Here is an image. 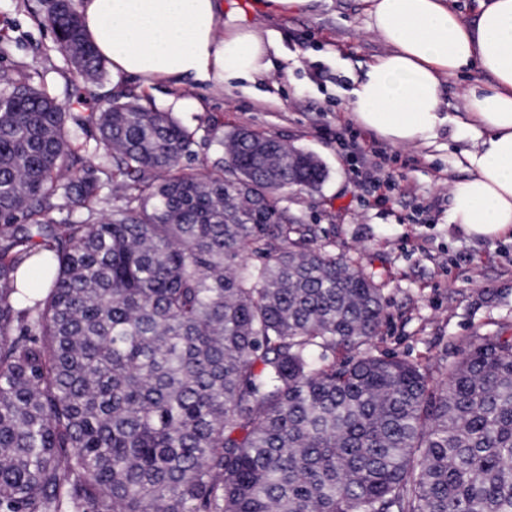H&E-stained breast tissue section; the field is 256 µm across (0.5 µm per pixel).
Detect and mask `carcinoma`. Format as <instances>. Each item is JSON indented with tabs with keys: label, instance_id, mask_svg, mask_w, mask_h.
I'll return each mask as SVG.
<instances>
[{
	"label": "carcinoma",
	"instance_id": "1",
	"mask_svg": "<svg viewBox=\"0 0 512 512\" xmlns=\"http://www.w3.org/2000/svg\"><path fill=\"white\" fill-rule=\"evenodd\" d=\"M41 3L104 86L76 0ZM73 97L0 74V512H512L511 335L432 385L372 350L378 275L282 205L316 156L245 129L186 173L172 113Z\"/></svg>",
	"mask_w": 512,
	"mask_h": 512
}]
</instances>
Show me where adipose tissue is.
Instances as JSON below:
<instances>
[{"label": "adipose tissue", "mask_w": 512, "mask_h": 512, "mask_svg": "<svg viewBox=\"0 0 512 512\" xmlns=\"http://www.w3.org/2000/svg\"><path fill=\"white\" fill-rule=\"evenodd\" d=\"M366 2L385 50L354 78V120L395 146L425 142L447 121L444 84L471 75L468 175L450 188V219L474 238L512 235V0H474L468 19L455 0ZM77 9L116 90L129 79L220 90L267 74L277 48L223 0H77Z\"/></svg>", "instance_id": "ef3b65f1"}]
</instances>
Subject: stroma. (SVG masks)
I'll return each mask as SVG.
<instances>
[{
    "mask_svg": "<svg viewBox=\"0 0 512 512\" xmlns=\"http://www.w3.org/2000/svg\"><path fill=\"white\" fill-rule=\"evenodd\" d=\"M40 0H0V70L39 72L45 87L69 105L78 77L54 50L39 23ZM363 0H311L300 13L254 14L258 29L278 34L267 80L238 82L214 92L189 82L127 86L143 106L173 113L193 134L184 171L197 173L222 155L220 143L237 128L278 138L313 153L327 176L318 190H292L284 205L315 227L316 243L384 275L387 315L373 345L430 371L433 382L462 340L512 330V239L466 237L449 222L450 185L465 178L462 153L470 146L453 124L466 79L445 84L442 109L450 121L426 146H396L380 173V187L359 186V163L337 134L360 130L369 145L383 144L359 129L349 110L350 75L385 49L367 28Z\"/></svg>",
    "mask_w": 512,
    "mask_h": 512,
    "instance_id": "35a3bbf8",
    "label": "stroma"
}]
</instances>
